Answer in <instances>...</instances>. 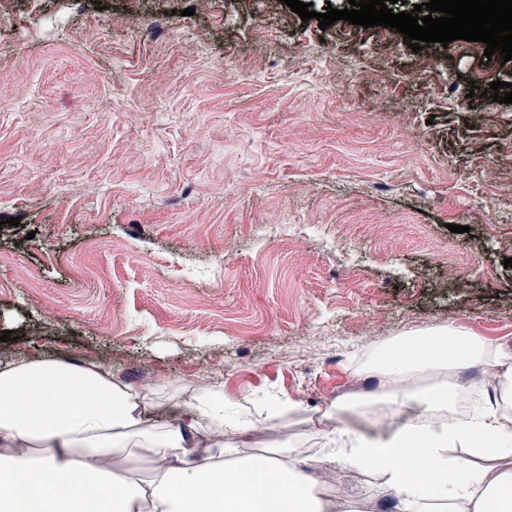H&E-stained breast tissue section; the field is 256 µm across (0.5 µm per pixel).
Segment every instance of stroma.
I'll list each match as a JSON object with an SVG mask.
<instances>
[{
    "label": "stroma",
    "mask_w": 512,
    "mask_h": 512,
    "mask_svg": "<svg viewBox=\"0 0 512 512\" xmlns=\"http://www.w3.org/2000/svg\"><path fill=\"white\" fill-rule=\"evenodd\" d=\"M0 11V361L107 352L163 422L209 367L259 449L260 397L343 400L398 337L512 344V60L284 0Z\"/></svg>",
    "instance_id": "stroma-1"
}]
</instances>
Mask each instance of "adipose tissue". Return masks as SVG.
Listing matches in <instances>:
<instances>
[{"label":"adipose tissue","instance_id":"ef3b65f1","mask_svg":"<svg viewBox=\"0 0 512 512\" xmlns=\"http://www.w3.org/2000/svg\"><path fill=\"white\" fill-rule=\"evenodd\" d=\"M474 366L492 393L461 416L471 384L460 373ZM379 369L397 419L376 432L338 422L332 405L309 415L280 401V417L299 419L337 471L373 474L336 503L317 496L298 435L245 456L226 445L248 428L216 387L197 385L176 422L157 424L154 390L97 362H1L0 512H357L385 491L400 512H512V346L457 327L400 338ZM135 456L150 460L147 478L121 468Z\"/></svg>","mask_w":512,"mask_h":512}]
</instances>
